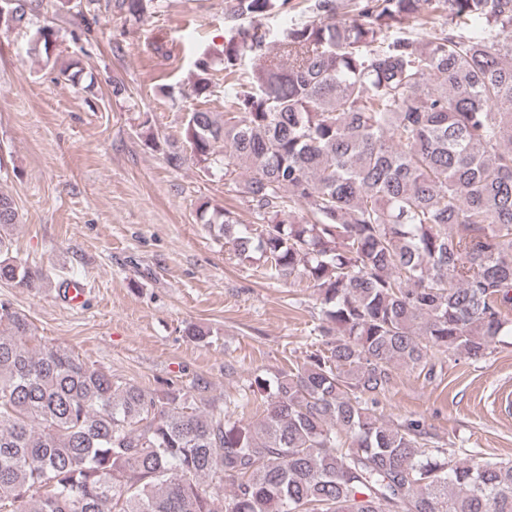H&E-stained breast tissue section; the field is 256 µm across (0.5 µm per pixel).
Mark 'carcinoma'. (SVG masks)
<instances>
[{
    "instance_id": "obj_1",
    "label": "carcinoma",
    "mask_w": 512,
    "mask_h": 512,
    "mask_svg": "<svg viewBox=\"0 0 512 512\" xmlns=\"http://www.w3.org/2000/svg\"><path fill=\"white\" fill-rule=\"evenodd\" d=\"M307 2L272 50L259 18L289 0H226L238 90L164 144L173 168L246 174L258 223L227 208L204 223L268 279L306 282L336 340L255 377L263 411L243 423L36 350L0 303V512H512L511 459H459L372 410L397 367L512 336V0ZM152 6L113 3L134 19ZM195 69L206 98L211 54ZM17 220L0 193V228ZM10 249L0 236V282L36 287Z\"/></svg>"
}]
</instances>
